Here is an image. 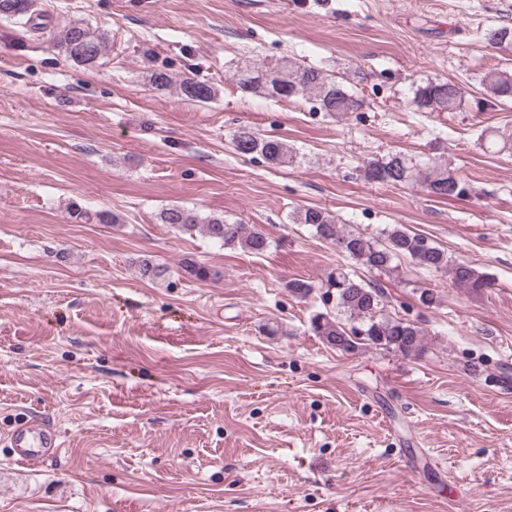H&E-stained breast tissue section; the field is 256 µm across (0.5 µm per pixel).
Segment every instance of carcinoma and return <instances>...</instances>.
I'll use <instances>...</instances> for the list:
<instances>
[{
  "mask_svg": "<svg viewBox=\"0 0 512 512\" xmlns=\"http://www.w3.org/2000/svg\"><path fill=\"white\" fill-rule=\"evenodd\" d=\"M39 0H0V18L20 24L31 31L41 27L36 19L41 14ZM490 45L512 48V27L492 28L486 33ZM108 33L83 22H71L51 38V45L67 60L77 65H93L107 51ZM238 91L244 96H261L278 100L303 97L316 112L336 117L355 112L362 106L352 88L337 80L336 75L283 58L273 65L251 60L237 62L233 73ZM149 84L155 90L178 86L182 97L196 103H206L214 96L213 87L205 80L185 76L180 81L164 70L150 74ZM488 97L495 101L512 98V73L491 69L481 78ZM467 91L451 82L430 81L417 87L410 104L417 112H455L462 109ZM236 153L246 157H261L274 167L291 164L296 158L288 143L265 136L251 128L232 131ZM369 183L402 185L419 183L437 198L462 195L464 181L454 170L441 162L417 158L400 152L389 153L368 161L362 169ZM159 219L184 233L201 231L210 240L228 248L261 255L270 247V239L259 227L231 222L221 217H200L192 209L170 205L161 210ZM295 224L309 226L315 235L336 247V251L351 260L355 268L338 267L329 273L326 288L333 290L336 314L317 312L310 321L312 332L328 346L352 353L361 348H374L403 357L422 352V330L411 321L383 313L384 288L375 280L358 274V269L384 272L396 269L395 262L408 260L431 273L449 275L453 284L470 292L480 293L494 286L493 275L480 272L469 262L456 260L431 239L417 234L402 224L381 230L377 237L343 229L336 218L319 207L298 209L292 214ZM140 278L151 283L166 280L168 268L150 258L138 261ZM180 269L198 280L214 279L219 272L192 259L185 258ZM288 292L299 298L310 296L315 285L299 278L285 283Z\"/></svg>",
  "mask_w": 512,
  "mask_h": 512,
  "instance_id": "1",
  "label": "carcinoma"
}]
</instances>
